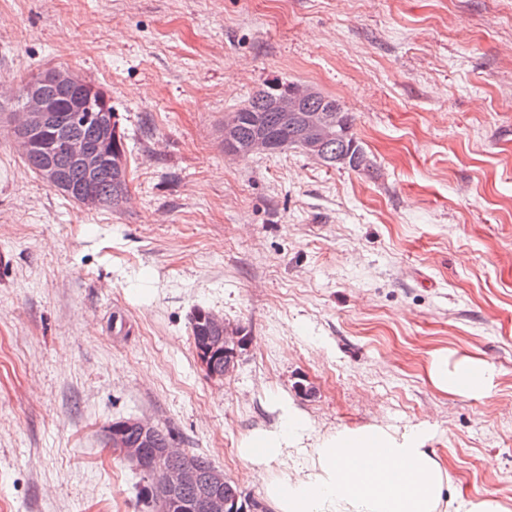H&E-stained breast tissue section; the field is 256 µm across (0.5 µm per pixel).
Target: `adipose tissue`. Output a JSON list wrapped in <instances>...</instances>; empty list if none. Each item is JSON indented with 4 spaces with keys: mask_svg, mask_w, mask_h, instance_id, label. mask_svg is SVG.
<instances>
[{
    "mask_svg": "<svg viewBox=\"0 0 512 512\" xmlns=\"http://www.w3.org/2000/svg\"><path fill=\"white\" fill-rule=\"evenodd\" d=\"M492 375L480 359L452 361L442 352L428 368L438 391L464 397L488 396ZM429 439L421 424L372 423L315 435L288 406L275 426L254 430L237 451L262 478L275 512H507L492 496L464 504L448 498L449 473Z\"/></svg>",
    "mask_w": 512,
    "mask_h": 512,
    "instance_id": "1",
    "label": "adipose tissue"
}]
</instances>
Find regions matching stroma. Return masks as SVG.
Masks as SVG:
<instances>
[{
	"mask_svg": "<svg viewBox=\"0 0 512 512\" xmlns=\"http://www.w3.org/2000/svg\"><path fill=\"white\" fill-rule=\"evenodd\" d=\"M62 68L111 96L130 194L47 187L0 96V512H150L104 446L128 418L274 512L237 448L280 397L316 433L424 424L448 497L512 510V0H0V81ZM281 82L353 112L371 170L225 152ZM197 307L246 336L224 378ZM441 349L489 396L435 389Z\"/></svg>",
	"mask_w": 512,
	"mask_h": 512,
	"instance_id": "stroma-1",
	"label": "stroma"
}]
</instances>
